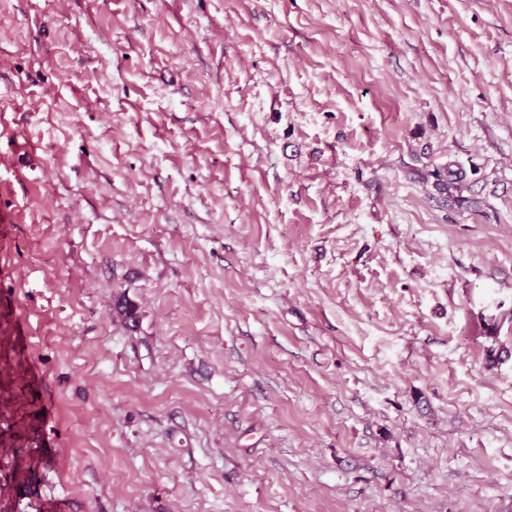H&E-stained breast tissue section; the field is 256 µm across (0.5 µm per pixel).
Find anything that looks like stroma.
I'll return each instance as SVG.
<instances>
[{"label":"stroma","instance_id":"35a3bbf8","mask_svg":"<svg viewBox=\"0 0 512 512\" xmlns=\"http://www.w3.org/2000/svg\"><path fill=\"white\" fill-rule=\"evenodd\" d=\"M494 322L512 0H0V512H512ZM435 181L433 187L439 193L440 199L449 208H473L480 206V202L473 197L464 195L466 190H470L468 185L467 172L456 162H448L444 166L437 168L431 174Z\"/></svg>","mask_w":512,"mask_h":512}]
</instances>
